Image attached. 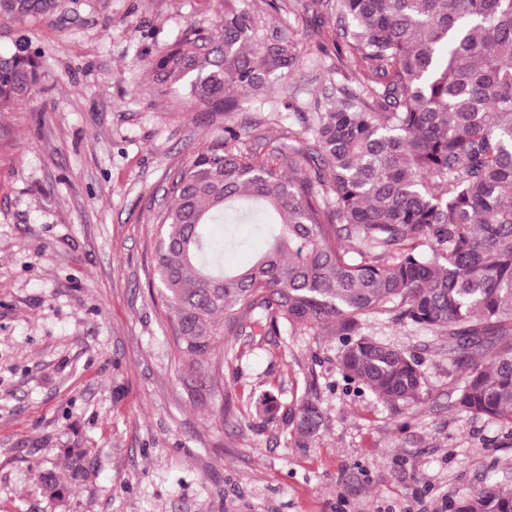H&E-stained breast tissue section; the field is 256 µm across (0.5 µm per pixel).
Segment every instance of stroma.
<instances>
[{
	"instance_id": "35a3bbf8",
	"label": "stroma",
	"mask_w": 512,
	"mask_h": 512,
	"mask_svg": "<svg viewBox=\"0 0 512 512\" xmlns=\"http://www.w3.org/2000/svg\"><path fill=\"white\" fill-rule=\"evenodd\" d=\"M224 0H63L50 15L0 17V52L27 38L46 64L28 100L0 112V512H449L487 480L512 485V430L449 405L447 337L371 322L373 337L420 358L428 390L401 416L338 368L341 341L311 331L241 336L218 381L180 377L152 295L149 209L166 177L225 121L287 137L292 107L315 111L321 79L355 88L336 31L312 0H257L267 38L298 39L302 75L265 103L197 112L183 88L130 69L208 29ZM315 403L323 425L297 447L257 407ZM89 474L64 499L65 449Z\"/></svg>"
}]
</instances>
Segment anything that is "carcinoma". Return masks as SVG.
Instances as JSON below:
<instances>
[{"label":"carcinoma","instance_id":"1","mask_svg":"<svg viewBox=\"0 0 512 512\" xmlns=\"http://www.w3.org/2000/svg\"><path fill=\"white\" fill-rule=\"evenodd\" d=\"M350 55L357 91L336 88L300 112L288 142L259 154L246 126L224 124L168 179L152 214L153 279L186 379L213 381L224 343L255 324L339 336V369L394 416L420 404L417 356L377 340L374 319L448 337L460 371L453 406L512 427V0H316ZM59 0H0V16L45 15ZM41 51L24 37L0 54V112L28 99ZM292 41L263 40L253 0H224L209 34L156 60L133 59L159 85L191 79L203 112L228 115L233 90L254 97L299 71ZM218 224H250L267 247L230 269L239 241ZM281 414L308 447L322 423L311 402ZM86 452L68 450L71 480ZM55 497L65 486L40 477ZM455 512H512V489L488 483Z\"/></svg>","mask_w":512,"mask_h":512}]
</instances>
